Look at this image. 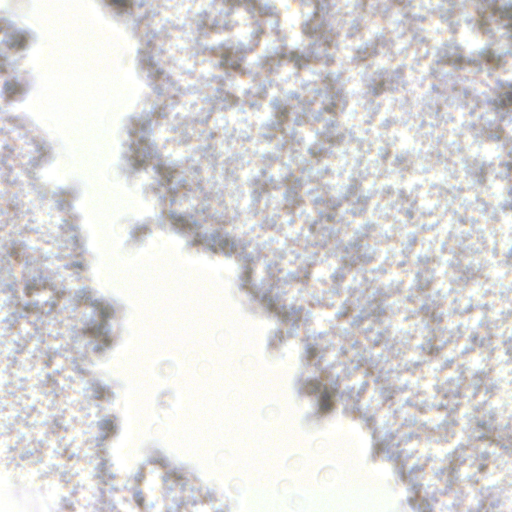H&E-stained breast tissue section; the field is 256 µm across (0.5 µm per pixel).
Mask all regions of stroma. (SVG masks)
<instances>
[{"mask_svg":"<svg viewBox=\"0 0 512 512\" xmlns=\"http://www.w3.org/2000/svg\"><path fill=\"white\" fill-rule=\"evenodd\" d=\"M435 16L405 0H96L122 30L125 67L143 77L137 99L116 112L104 166L73 167L81 139L65 140L24 111L38 71L30 51L45 41L31 0H0V512H255L264 486L272 512H316L310 490L339 480L338 448L360 464L381 512H487L512 505V258L489 214L460 242L448 272V231L414 207L428 192L411 178L394 140L379 151L369 179L379 218L405 226L384 242L358 224L360 206L342 202L336 220L309 223L306 202L330 208L327 187L352 179L333 157V139L303 132L336 95L338 67L373 83L381 107L357 114L354 136L375 144L391 111L398 76L373 71L376 53L412 64L450 109L415 113L423 148L439 165L452 154L448 132L458 104L500 110L512 95V0H436ZM385 27L374 44L363 16ZM257 32L241 54L230 32ZM396 27L404 39L392 38ZM460 32L446 44L447 28ZM443 42L441 57L419 48ZM499 68V85L474 95L473 77ZM456 70L447 82L442 72ZM260 88L265 113L244 104ZM277 159L261 158L263 137ZM469 176L442 192L480 187L497 171L512 192V120L486 131ZM301 160L279 181L275 161ZM58 176L47 183V169ZM254 178L257 211L243 216L242 174ZM121 184L146 212L125 208L112 230L123 260L173 237L182 258L230 265L224 291L190 278L191 296L225 300L263 324L256 348L212 343L228 313L189 306L198 328L139 361L118 357L138 323L125 277L91 279L83 189ZM295 223L281 222L278 205ZM498 259V275L477 284L473 266ZM467 317L452 318L456 296ZM42 490V499L25 494Z\"/></svg>","mask_w":512,"mask_h":512,"instance_id":"stroma-1","label":"stroma"}]
</instances>
